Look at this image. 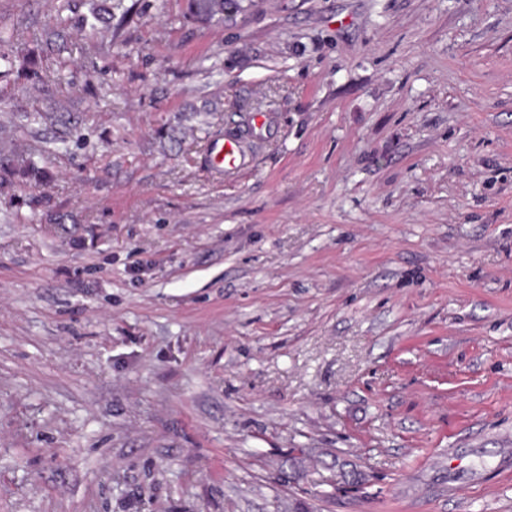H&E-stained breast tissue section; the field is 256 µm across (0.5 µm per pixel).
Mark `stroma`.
Here are the masks:
<instances>
[{
  "mask_svg": "<svg viewBox=\"0 0 512 512\" xmlns=\"http://www.w3.org/2000/svg\"><path fill=\"white\" fill-rule=\"evenodd\" d=\"M241 6L0 0V512H512V0ZM188 10L204 22L224 20V0H188ZM211 169L215 173L224 174L244 165V152L236 141L217 139L209 147Z\"/></svg>",
  "mask_w": 512,
  "mask_h": 512,
  "instance_id": "obj_1",
  "label": "stroma"
}]
</instances>
